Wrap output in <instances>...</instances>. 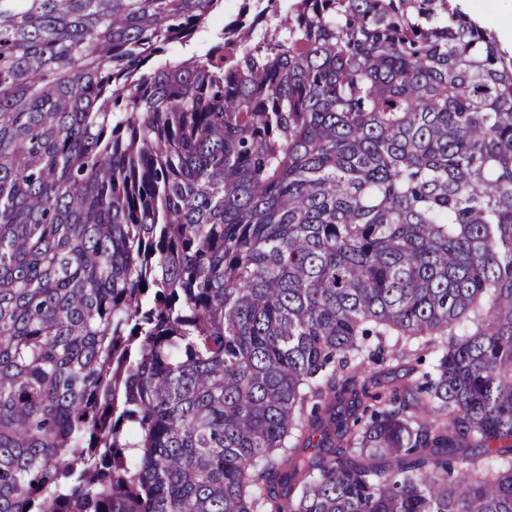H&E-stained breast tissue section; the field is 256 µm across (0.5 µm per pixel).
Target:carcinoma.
Masks as SVG:
<instances>
[{
    "instance_id": "carcinoma-1",
    "label": "carcinoma",
    "mask_w": 512,
    "mask_h": 512,
    "mask_svg": "<svg viewBox=\"0 0 512 512\" xmlns=\"http://www.w3.org/2000/svg\"><path fill=\"white\" fill-rule=\"evenodd\" d=\"M238 2L0 0V512H512V54ZM416 344L399 345L393 347L391 343L390 352L394 355L391 358L387 355V361L382 365L374 366L372 372H377L381 382H389L392 385L406 386L411 384L412 374L408 373V367L415 364L416 360L412 354L418 353Z\"/></svg>"
}]
</instances>
